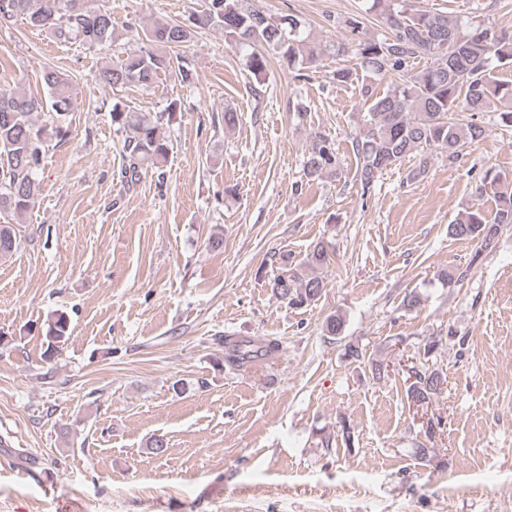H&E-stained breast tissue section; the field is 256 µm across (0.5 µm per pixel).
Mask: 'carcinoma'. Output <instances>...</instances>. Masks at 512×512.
<instances>
[{"instance_id": "carcinoma-1", "label": "carcinoma", "mask_w": 512, "mask_h": 512, "mask_svg": "<svg viewBox=\"0 0 512 512\" xmlns=\"http://www.w3.org/2000/svg\"><path fill=\"white\" fill-rule=\"evenodd\" d=\"M365 13L374 16L380 36L369 34L363 18L349 16L337 22L347 33L346 41L315 43L303 36V22L293 14L273 16L242 6V0H204L202 9L184 21L156 20L136 33L140 46L117 63L103 66L95 75L113 91L128 86L153 87L162 74L169 73L182 84H192L196 72L191 62L179 54L199 30H220L225 40L252 48L248 68L260 75L266 71V51L277 52L283 65L316 69L326 56L353 53L360 68L384 79L396 77L385 93L364 87L369 102L366 115L352 141L358 160L357 178L363 193L374 188L382 171L405 157L419 156L427 168L438 152L452 163L462 151L482 139L484 127L475 114L487 112L497 103L499 116L512 126V83L494 78L499 67H512V33L492 26L476 25L465 33L458 22L444 12L420 9L405 0H367ZM109 0H0V26L22 18L29 25L65 44L88 48L112 45L116 24ZM426 61L415 69L416 60ZM358 68V69H360ZM356 68L333 73L336 83L359 82ZM47 99L25 93L0 92V212L18 224L34 207L41 191L37 172L48 139L67 132L71 112L77 107L79 88L73 78L57 66L42 70ZM48 110L54 114L51 126L36 116ZM180 106L172 102L167 116L151 120L130 112L119 101L112 103V128L125 160L122 178L137 182L150 170L161 168L167 158L168 131ZM341 164L333 140L324 135L313 138L304 161L308 180L334 177ZM497 189V209L489 221L482 208L473 204L450 224L457 239L474 240L484 252L492 247L499 230L512 224V182L493 168L485 170L476 187L482 195L487 186ZM16 248L12 224H0V257ZM284 271L273 277V295L289 305L306 307L318 301L326 288L323 270L331 262L324 242H317L298 263L282 255ZM70 321L63 311L47 319L45 357L69 337ZM281 343L266 338L254 344L248 337H225L224 364L231 369L249 368L260 359H274ZM417 379L408 385L407 398L427 404L442 391L439 369L420 363Z\"/></svg>"}]
</instances>
